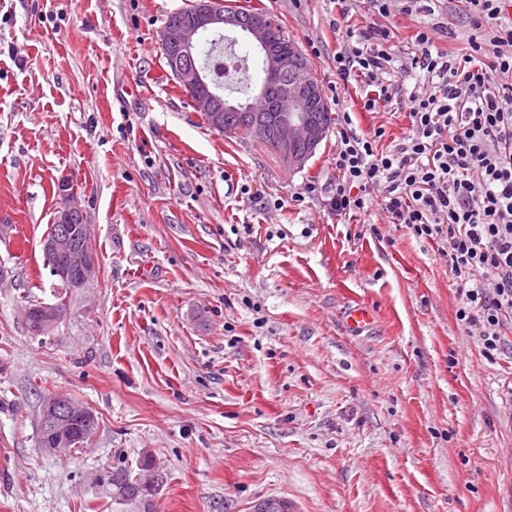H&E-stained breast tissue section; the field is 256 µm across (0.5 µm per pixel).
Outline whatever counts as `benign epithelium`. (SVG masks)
<instances>
[{"label": "benign epithelium", "mask_w": 512, "mask_h": 512, "mask_svg": "<svg viewBox=\"0 0 512 512\" xmlns=\"http://www.w3.org/2000/svg\"><path fill=\"white\" fill-rule=\"evenodd\" d=\"M224 31L245 34L261 52L264 80L250 104L251 116L244 127L224 121V113L236 112L238 106L211 86L205 68L192 58L201 36ZM160 42L168 55L174 79L191 97L194 109L209 114L219 132L250 136L268 143L290 170L302 168L327 137L329 127L313 116L326 105L322 87L312 76L309 62L298 46L282 44L270 15L221 11L215 7L214 0H194L188 17L164 26ZM281 88L287 89V96L281 99L274 114L271 93ZM58 195L61 206L56 230L43 236L41 246L46 255L62 258V263L48 266L50 276L73 288H81L95 276L98 258L89 247L90 227L84 228L79 242L70 234L68 220L82 214V209L70 191L69 181L58 182ZM66 314L67 303L57 300L42 304L38 316L27 309L26 319L32 331L40 335L53 329ZM76 417H86V411L70 398L56 393L42 397L40 422L50 432L53 451L73 447L72 420Z\"/></svg>", "instance_id": "obj_1"}]
</instances>
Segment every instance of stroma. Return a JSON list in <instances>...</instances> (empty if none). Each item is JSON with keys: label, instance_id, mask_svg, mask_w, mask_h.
<instances>
[{"label": "stroma", "instance_id": "stroma-1", "mask_svg": "<svg viewBox=\"0 0 512 512\" xmlns=\"http://www.w3.org/2000/svg\"><path fill=\"white\" fill-rule=\"evenodd\" d=\"M192 0H0V512H142L99 477L151 453L156 512H512V331L497 363L455 319L434 243L380 202L336 216L330 161L343 126L304 168L257 139L218 133L188 103L160 31ZM274 15L328 106L357 134L409 128L392 101L363 108L334 57L378 26L401 61L432 28L465 53L462 0H232ZM69 180L99 272L65 317L40 239ZM370 305L354 336L343 315ZM98 417L84 447L37 446L40 396ZM67 310V303L57 299L53 303H43L40 307L41 313L38 316H34L32 308H28L26 310V319L30 323L32 331L40 335L53 329L67 314Z\"/></svg>", "mask_w": 512, "mask_h": 512}]
</instances>
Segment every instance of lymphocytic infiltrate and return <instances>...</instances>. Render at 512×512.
Listing matches in <instances>:
<instances>
[{
    "instance_id": "obj_1",
    "label": "lymphocytic infiltrate",
    "mask_w": 512,
    "mask_h": 512,
    "mask_svg": "<svg viewBox=\"0 0 512 512\" xmlns=\"http://www.w3.org/2000/svg\"><path fill=\"white\" fill-rule=\"evenodd\" d=\"M468 51L437 49L430 30L417 31L410 73L431 83L408 98L410 129L383 145L384 128L357 135L352 117L336 146L338 216L367 213L371 188L394 223L433 242L459 296L457 323L476 336L483 357L497 362L512 327V6L465 0ZM389 34L370 28L335 57L343 82L357 77L387 95L395 71ZM367 97L366 111L376 98Z\"/></svg>"
}]
</instances>
